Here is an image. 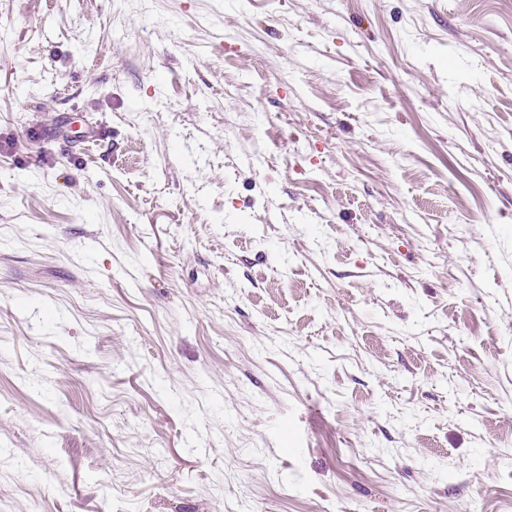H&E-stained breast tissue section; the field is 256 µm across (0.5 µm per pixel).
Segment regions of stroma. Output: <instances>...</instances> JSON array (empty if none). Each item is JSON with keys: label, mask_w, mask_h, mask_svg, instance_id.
<instances>
[{"label": "stroma", "mask_w": 512, "mask_h": 512, "mask_svg": "<svg viewBox=\"0 0 512 512\" xmlns=\"http://www.w3.org/2000/svg\"><path fill=\"white\" fill-rule=\"evenodd\" d=\"M0 512H512V5L0 0Z\"/></svg>", "instance_id": "stroma-1"}]
</instances>
